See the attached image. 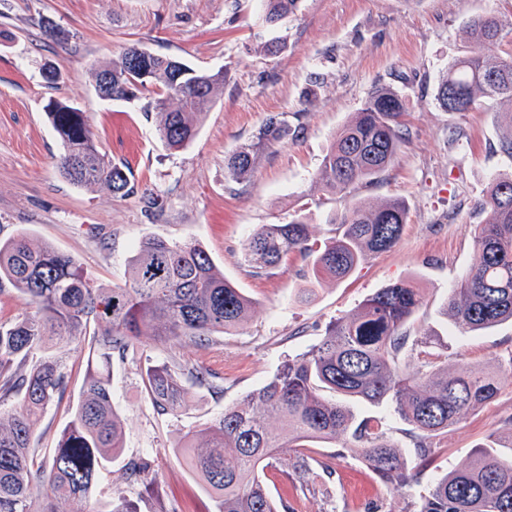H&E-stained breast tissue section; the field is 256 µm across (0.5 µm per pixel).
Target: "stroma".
<instances>
[{"instance_id":"1","label":"stroma","mask_w":512,"mask_h":512,"mask_svg":"<svg viewBox=\"0 0 512 512\" xmlns=\"http://www.w3.org/2000/svg\"><path fill=\"white\" fill-rule=\"evenodd\" d=\"M490 8L512 20V0H298L272 30L262 22L261 0H0V239L26 231L108 288L124 284L143 238L194 242L253 302L244 325L208 344L143 336L126 357H113L124 459H149L157 482L150 491L129 483L117 462L98 499L122 494L140 512H212V498L185 460L186 435L262 387L282 362L318 344L329 321L388 284L409 280L422 288L426 303L407 330L435 336L440 368L490 366L512 352L511 322L465 333L443 314L474 258L477 204L495 177L512 174V157L499 149L505 113L482 106L447 112L435 100L440 79L469 45L465 22ZM276 36L281 50L261 52ZM131 45L224 73L223 94L182 151L168 150L156 132L154 89L130 104L102 100L94 90V68ZM47 64L59 66L58 83L44 81ZM378 84L406 100L409 138L395 164L347 193L318 190L315 175L336 132ZM52 97L86 113L102 152L128 168L133 193L116 198L60 174L63 148L43 110ZM278 113L288 121L287 136L258 158L250 181H234L226 154ZM391 198L409 208L399 243L345 280L315 288L306 302L297 299L306 286L301 257L259 275L245 260L258 225L302 214L320 240L329 217L349 204ZM87 356L84 348L71 353L66 391L36 422L34 447H54ZM150 363L207 370L217 387L182 380L181 409L158 413L141 379ZM491 433L512 439V383L443 432L428 469L400 492L334 440L281 455L261 478L291 512H408L432 474L460 468ZM300 455L315 464L302 479L293 473Z\"/></svg>"}]
</instances>
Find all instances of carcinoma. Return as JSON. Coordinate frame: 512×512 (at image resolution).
<instances>
[{"label":"carcinoma","instance_id":"obj_1","mask_svg":"<svg viewBox=\"0 0 512 512\" xmlns=\"http://www.w3.org/2000/svg\"><path fill=\"white\" fill-rule=\"evenodd\" d=\"M265 22L276 25L297 0H263ZM470 50L448 67L436 100L448 109V85L460 88L468 109L485 105L512 112V54L492 55L486 46L512 34V22L489 11L467 25ZM133 48L94 70L95 85L112 74L108 93L128 102L141 89L157 91L156 131L171 150L186 148L199 124L224 92V73L199 70L173 57L149 54L142 66L129 62ZM51 99L44 106L64 153L63 177L74 185L102 187L126 196L133 186L125 167L102 155L84 112ZM406 103L391 86L378 85L336 133L316 173L317 186L340 193L370 182L396 161L409 132ZM288 124L269 116L252 140L236 147L225 169L236 180L252 176L258 157L279 142ZM483 222L475 257L445 315L464 332L512 321V177L493 179L479 204ZM408 221L402 199L353 203L328 220L332 235L312 239L310 224L296 216L286 224H262L249 235L245 256L260 273L299 254L313 285L348 278L369 256L391 250ZM9 283L31 311L0 323V512H140L137 501L119 496L90 503L92 491L123 452L122 430L112 404V356H126L133 341L153 336L209 340L243 324L252 301L224 278L199 245L147 237L128 260L124 285L105 288L73 257L19 233L0 242V284ZM420 289L400 281L378 289L357 310L335 319L308 351L284 361L272 379L239 404L224 409L186 443L191 467L214 501L213 512H290L276 501L260 471L285 448L310 439L336 440L360 458L392 490L414 480L408 454L430 464L435 438L462 416L494 400L512 376V353L496 368L465 366L454 373L437 367L432 354L408 336V321L422 308ZM90 344L80 397L48 456L31 444L37 418L67 386L65 362ZM55 348V354L38 352ZM417 354L410 367L406 358ZM200 385L206 375L165 363L146 368L145 388L162 413L183 403L180 378ZM390 404L408 429L412 450L389 439L379 423L358 419L350 403ZM276 417L288 436L271 429ZM132 483L155 484L141 458L125 465ZM413 512H512V440L489 435L462 468L438 474L419 495Z\"/></svg>","mask_w":512,"mask_h":512}]
</instances>
